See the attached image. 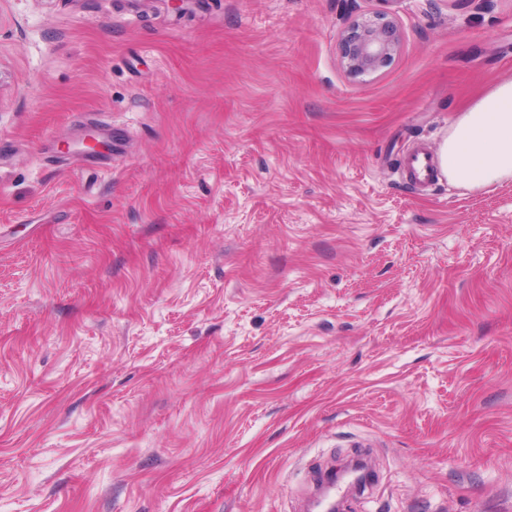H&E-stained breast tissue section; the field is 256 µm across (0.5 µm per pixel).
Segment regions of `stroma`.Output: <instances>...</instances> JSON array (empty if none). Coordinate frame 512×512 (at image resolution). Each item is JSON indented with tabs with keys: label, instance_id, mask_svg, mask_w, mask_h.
Listing matches in <instances>:
<instances>
[{
	"label": "stroma",
	"instance_id": "obj_1",
	"mask_svg": "<svg viewBox=\"0 0 512 512\" xmlns=\"http://www.w3.org/2000/svg\"><path fill=\"white\" fill-rule=\"evenodd\" d=\"M189 7L0 0V512H512V180L402 171L512 0ZM378 20L355 21L346 30L342 62L354 75L377 72L400 48L398 23L387 16Z\"/></svg>",
	"mask_w": 512,
	"mask_h": 512
}]
</instances>
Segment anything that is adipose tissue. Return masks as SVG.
Segmentation results:
<instances>
[{
    "label": "adipose tissue",
    "mask_w": 512,
    "mask_h": 512,
    "mask_svg": "<svg viewBox=\"0 0 512 512\" xmlns=\"http://www.w3.org/2000/svg\"><path fill=\"white\" fill-rule=\"evenodd\" d=\"M438 159L449 181L471 189L512 179V82L496 86L457 117Z\"/></svg>",
    "instance_id": "adipose-tissue-1"
}]
</instances>
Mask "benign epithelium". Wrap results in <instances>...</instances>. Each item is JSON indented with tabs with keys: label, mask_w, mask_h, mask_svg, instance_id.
<instances>
[{
	"label": "benign epithelium",
	"mask_w": 512,
	"mask_h": 512,
	"mask_svg": "<svg viewBox=\"0 0 512 512\" xmlns=\"http://www.w3.org/2000/svg\"><path fill=\"white\" fill-rule=\"evenodd\" d=\"M401 32L398 23L388 17L378 21H355L344 37L342 62L354 75L377 72L399 50Z\"/></svg>",
	"instance_id": "benign-epithelium-1"
}]
</instances>
